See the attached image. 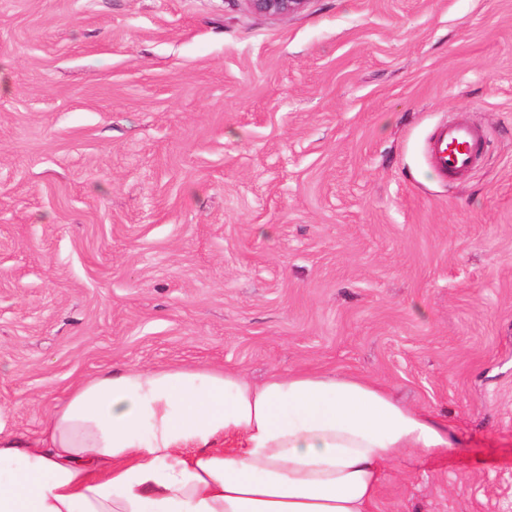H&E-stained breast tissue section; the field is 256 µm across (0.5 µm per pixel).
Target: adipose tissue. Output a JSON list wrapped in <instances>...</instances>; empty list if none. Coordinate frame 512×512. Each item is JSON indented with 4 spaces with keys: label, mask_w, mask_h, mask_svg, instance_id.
Listing matches in <instances>:
<instances>
[{
    "label": "adipose tissue",
    "mask_w": 512,
    "mask_h": 512,
    "mask_svg": "<svg viewBox=\"0 0 512 512\" xmlns=\"http://www.w3.org/2000/svg\"><path fill=\"white\" fill-rule=\"evenodd\" d=\"M452 446L352 375L118 368L74 386L40 443L0 427V512H376L392 463Z\"/></svg>",
    "instance_id": "obj_1"
}]
</instances>
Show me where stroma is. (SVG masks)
Returning <instances> with one entry per match:
<instances>
[{"instance_id": "1", "label": "stroma", "mask_w": 512, "mask_h": 512, "mask_svg": "<svg viewBox=\"0 0 512 512\" xmlns=\"http://www.w3.org/2000/svg\"><path fill=\"white\" fill-rule=\"evenodd\" d=\"M113 366L368 378L454 441L376 512H512V0H0L7 430ZM258 14L272 17H289L302 12L309 0H245ZM481 139V130L469 123L454 122L439 126L429 141V166L443 178L467 172L477 160Z\"/></svg>"}]
</instances>
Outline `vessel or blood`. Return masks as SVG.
Instances as JSON below:
<instances>
[{
    "label": "vessel or blood",
    "mask_w": 512,
    "mask_h": 512,
    "mask_svg": "<svg viewBox=\"0 0 512 512\" xmlns=\"http://www.w3.org/2000/svg\"><path fill=\"white\" fill-rule=\"evenodd\" d=\"M481 139V130L472 124L454 122L441 125L430 138L428 163L441 177L461 175L474 165Z\"/></svg>",
    "instance_id": "obj_1"
}]
</instances>
